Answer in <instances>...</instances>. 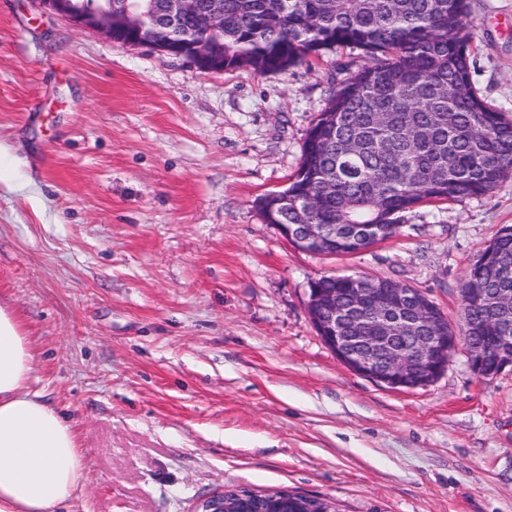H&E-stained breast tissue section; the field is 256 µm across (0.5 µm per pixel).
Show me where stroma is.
<instances>
[{"label":"stroma","mask_w":512,"mask_h":512,"mask_svg":"<svg viewBox=\"0 0 512 512\" xmlns=\"http://www.w3.org/2000/svg\"><path fill=\"white\" fill-rule=\"evenodd\" d=\"M469 4L473 86L512 119V0ZM365 63L338 47L205 72L0 0V302L87 461L73 512H196L223 488L512 512V366L477 376L460 348L430 385L391 389L340 363L307 311L312 279L364 275L459 326L467 266L512 225V175L349 255L296 249L258 206Z\"/></svg>","instance_id":"35a3bbf8"}]
</instances>
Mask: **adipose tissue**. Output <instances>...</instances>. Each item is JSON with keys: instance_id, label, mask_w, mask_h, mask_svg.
<instances>
[{"instance_id": "adipose-tissue-1", "label": "adipose tissue", "mask_w": 512, "mask_h": 512, "mask_svg": "<svg viewBox=\"0 0 512 512\" xmlns=\"http://www.w3.org/2000/svg\"><path fill=\"white\" fill-rule=\"evenodd\" d=\"M33 360L21 319L0 306V512H68L86 463L68 419L31 391Z\"/></svg>"}]
</instances>
